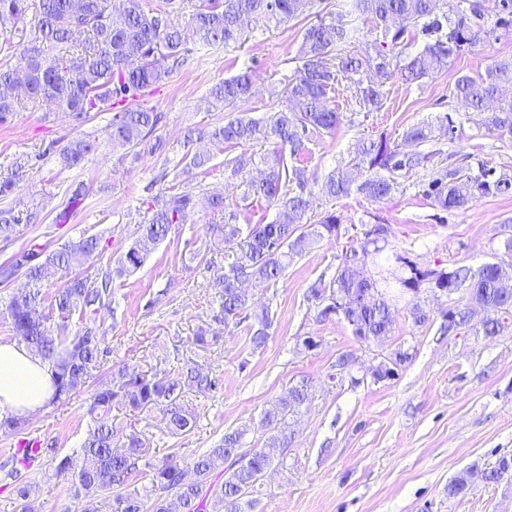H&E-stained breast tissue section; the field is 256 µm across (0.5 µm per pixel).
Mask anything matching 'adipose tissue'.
I'll list each match as a JSON object with an SVG mask.
<instances>
[{"instance_id":"ef3b65f1","label":"adipose tissue","mask_w":512,"mask_h":512,"mask_svg":"<svg viewBox=\"0 0 512 512\" xmlns=\"http://www.w3.org/2000/svg\"><path fill=\"white\" fill-rule=\"evenodd\" d=\"M54 393L49 364L24 345L0 343V413L30 416L42 411Z\"/></svg>"}]
</instances>
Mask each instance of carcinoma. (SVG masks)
Returning <instances> with one entry per match:
<instances>
[{"mask_svg": "<svg viewBox=\"0 0 512 512\" xmlns=\"http://www.w3.org/2000/svg\"><path fill=\"white\" fill-rule=\"evenodd\" d=\"M316 0H180L178 8L190 7V28L170 19L174 0L165 6L146 8L141 0H127L120 11L111 0H0V51L14 47L17 24L30 19L26 42L15 55L16 64H0V125L5 124L24 101H47L66 112L81 125L92 112L114 111L106 127L108 141L139 154H152L162 148L155 136L162 114L140 102L155 90L173 69L191 56L194 42L229 46L241 43L243 20L255 18L266 23H286L310 11ZM348 15H355L381 30L383 41L361 54L347 50L352 30L348 24H312L304 29L298 50L301 66L284 83L283 92L294 108L270 112L258 121L242 115L206 129H191L186 141L208 138L235 150L261 139L272 145L269 152L255 157L236 154L225 161V168L241 176L258 163L262 177L242 180V200L266 201L280 206L292 221L268 224H237L239 212L224 204V196L205 192L169 191L159 194L150 204L148 222L135 231V239L119 253L114 264L96 269L95 274L76 276L54 295L51 314L42 310L43 281L57 268H67L86 261L106 250L102 237L82 233L69 238L60 247L32 243L16 258L0 266V283L23 276L28 287L12 293L0 316L10 332L20 338L35 355L51 365L54 394L52 403L63 404L100 369L107 354L98 321L101 313L114 311V283L137 273L146 263L151 247L165 240L175 226L185 224L195 213L205 210L219 215L224 224L216 225L215 247H224L227 262L216 271L214 282L222 289L224 325L248 323L249 341L254 349L267 343L273 318L269 306H255L240 290L243 282L254 281L277 287L288 267L311 246L338 232L340 219L329 212L315 224L304 225L301 218L312 207V192L295 165L304 142L321 134L335 133L342 123V113L329 104V94L339 78L355 89V100L362 112L381 108L384 83L393 73L407 83H416L448 65V62L480 40L476 20L484 15L485 6L474 2L464 10L449 6L456 19L443 29L437 14L440 0H350ZM494 26L512 30V0H496ZM407 22L430 41L416 53L405 48L415 41L408 28L393 29V22ZM25 78V97L17 88V73ZM212 97L224 108H237L254 96L252 72L241 71L215 86ZM453 95L476 112V123L489 131L512 134V58L500 59L476 75L464 74L456 83ZM407 142L421 144L433 140L432 126L417 124L404 133ZM99 147L90 136L77 138L59 151V162L73 168ZM436 152L401 153L398 146L381 135L360 139L352 146L350 160L315 180L319 191L331 199L353 192L379 201L398 189L402 172L425 167ZM25 168L19 162L14 172L0 177V198L7 199L16 188V176ZM511 187L506 178L491 179L489 171L478 174L458 169H440L423 190L432 205L447 211L467 208L477 197L503 187ZM88 188L80 184L70 191L64 208L55 216L57 225L67 224L76 214ZM19 219L13 209H0V242L12 241ZM502 266L487 263L477 269L458 267L452 271L423 270L416 262L390 244L386 229L377 224L364 232L359 246L345 252L333 278L314 282L307 300L317 310V318L327 320L336 314L331 301L341 298L347 308L344 320L353 335L362 342L378 340L391 333L399 299L414 293L424 281L437 289L456 292L465 289L469 303L486 312L483 334L494 337L505 327L504 314L512 310V290L499 285ZM470 308H455L446 314L448 331L468 323ZM78 317L80 326L70 333L68 325ZM411 354L399 347L391 353V365L379 368L375 378H388L391 367L402 368ZM122 381L93 394L87 408L86 436L73 452L59 458L55 472L72 480L76 493L112 495L115 512H170L168 495L179 499L185 512H200L202 494H211L224 503V512H253L261 474L273 464H284L282 449L287 447L288 419L310 395L306 382L292 387L279 406L265 413L263 422L270 436L261 448L244 449V431L224 434V439L193 460L192 478L185 479L187 469L174 460L155 464L143 447L142 440L126 432L112 418V404L132 409H160L166 428L180 435L195 426L197 417L183 401V394H206L218 389L219 379L198 365L186 361L177 369L158 370L154 374L120 373ZM26 419L12 414L0 415V430L18 432ZM123 451H118V448ZM231 462L224 481L216 484L211 477L218 466ZM148 477L149 493L133 486L135 474ZM512 477V458H502L497 466L485 470L487 483Z\"/></svg>", "mask_w": 512, "mask_h": 512, "instance_id": "obj_1", "label": "carcinoma"}]
</instances>
